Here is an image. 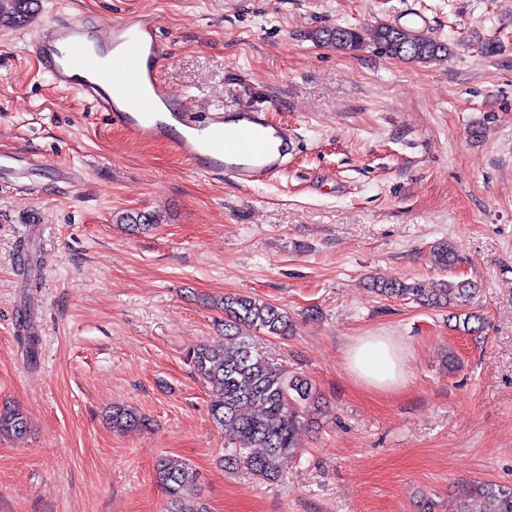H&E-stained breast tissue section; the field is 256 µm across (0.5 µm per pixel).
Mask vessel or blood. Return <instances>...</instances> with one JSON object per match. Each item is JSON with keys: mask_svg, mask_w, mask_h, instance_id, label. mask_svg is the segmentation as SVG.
I'll return each instance as SVG.
<instances>
[{"mask_svg": "<svg viewBox=\"0 0 512 512\" xmlns=\"http://www.w3.org/2000/svg\"><path fill=\"white\" fill-rule=\"evenodd\" d=\"M161 24L157 14L138 13L116 21L105 36L89 20L48 23L33 33V53L55 87L77 91L109 124L140 140L170 141L196 172L253 186L285 170L296 149L290 126L252 109L228 114L218 107L194 118L160 89L159 72L171 55ZM27 169L23 153L0 152V179Z\"/></svg>", "mask_w": 512, "mask_h": 512, "instance_id": "vessel-or-blood-1", "label": "vessel or blood"}]
</instances>
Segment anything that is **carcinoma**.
<instances>
[{"label":"carcinoma","mask_w":512,"mask_h":512,"mask_svg":"<svg viewBox=\"0 0 512 512\" xmlns=\"http://www.w3.org/2000/svg\"><path fill=\"white\" fill-rule=\"evenodd\" d=\"M38 7V0H0V24L22 27ZM317 44L352 53L371 46L378 53L409 62L430 63L448 59V43L403 27L380 25L368 33L344 26L322 27L310 34ZM120 222L134 229L156 222L152 215L128 213ZM384 296L410 298L423 305L472 307L479 288L467 280L429 285L384 280L377 285ZM224 312V339L203 343L188 351L186 360L210 389L208 412L224 430V463L242 467L262 481H274L294 458L297 435L304 427L303 413L316 401L311 382L292 375L265 357L254 344L255 333L286 336L291 331L288 313L259 298L234 294L220 302ZM112 429L125 431L147 426L134 408L115 403L106 413ZM26 415L11 407L0 408V437L27 433ZM260 448L255 454L252 449ZM156 478L167 495L165 512H210L201 500L189 501L185 489L196 484L193 468L161 456ZM487 512H512V489L486 487Z\"/></svg>","instance_id":"cac0c4a2"}]
</instances>
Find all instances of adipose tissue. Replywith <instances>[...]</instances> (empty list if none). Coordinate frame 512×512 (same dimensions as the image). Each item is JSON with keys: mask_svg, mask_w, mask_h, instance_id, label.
<instances>
[{"mask_svg": "<svg viewBox=\"0 0 512 512\" xmlns=\"http://www.w3.org/2000/svg\"><path fill=\"white\" fill-rule=\"evenodd\" d=\"M347 366L353 377L372 389H390L405 378L399 348L389 338L367 336L358 339L347 351Z\"/></svg>", "mask_w": 512, "mask_h": 512, "instance_id": "ef3b65f1", "label": "adipose tissue"}]
</instances>
